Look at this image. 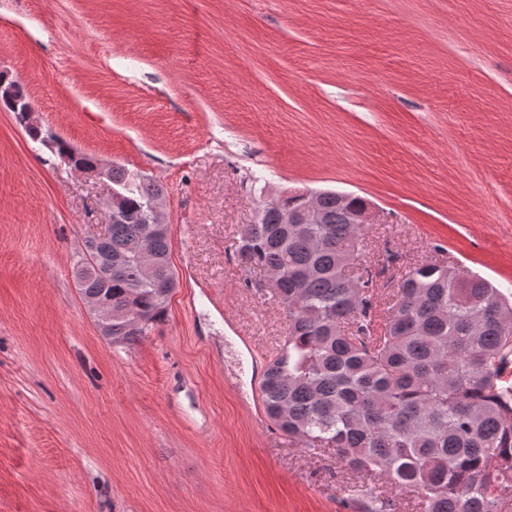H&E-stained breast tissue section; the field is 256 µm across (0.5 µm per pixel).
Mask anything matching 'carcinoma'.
I'll return each mask as SVG.
<instances>
[{"label":"carcinoma","mask_w":512,"mask_h":512,"mask_svg":"<svg viewBox=\"0 0 512 512\" xmlns=\"http://www.w3.org/2000/svg\"><path fill=\"white\" fill-rule=\"evenodd\" d=\"M112 184V276L87 275L80 291L108 297L112 344L131 346L165 319L177 280L170 235L150 242L152 267L136 259L163 187L117 167ZM312 197L319 222L282 224L268 203L236 242L251 266L278 276L288 319L263 373L267 417L369 477L357 512H384V483L410 493L416 512H512V302L460 267L423 263L379 314L365 227L350 223L337 192Z\"/></svg>","instance_id":"cac0c4a2"}]
</instances>
